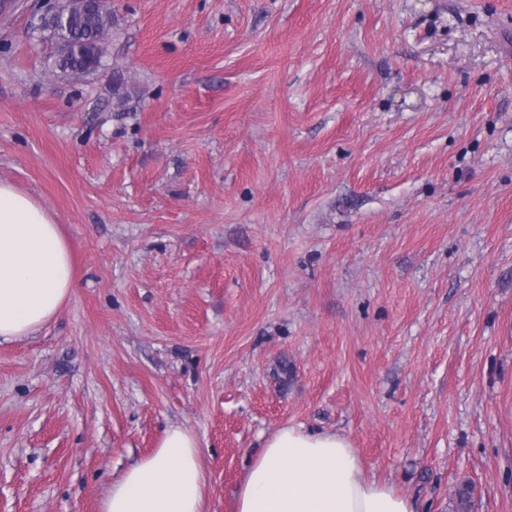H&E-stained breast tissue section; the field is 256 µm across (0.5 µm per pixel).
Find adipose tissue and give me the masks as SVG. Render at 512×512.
Here are the masks:
<instances>
[{
  "instance_id": "1",
  "label": "adipose tissue",
  "mask_w": 512,
  "mask_h": 512,
  "mask_svg": "<svg viewBox=\"0 0 512 512\" xmlns=\"http://www.w3.org/2000/svg\"><path fill=\"white\" fill-rule=\"evenodd\" d=\"M76 282L59 224L31 195L0 182V344L35 335ZM208 475L188 428L168 426L154 452L127 470L101 512H203ZM235 512H415L369 477L342 434L286 425L266 441L235 493Z\"/></svg>"
}]
</instances>
